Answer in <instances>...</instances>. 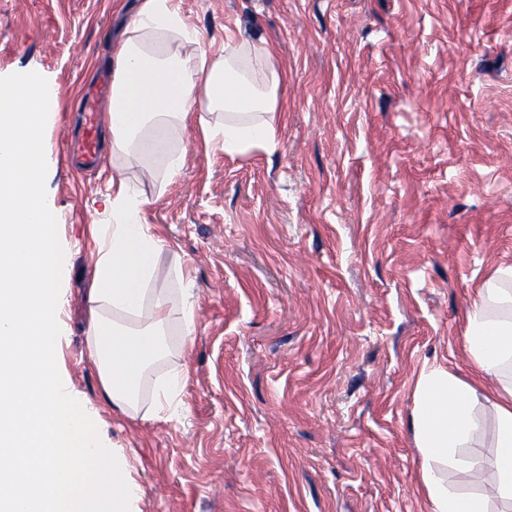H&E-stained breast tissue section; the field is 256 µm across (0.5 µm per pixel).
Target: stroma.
I'll use <instances>...</instances> for the list:
<instances>
[{"label": "stroma", "instance_id": "35a3bbf8", "mask_svg": "<svg viewBox=\"0 0 512 512\" xmlns=\"http://www.w3.org/2000/svg\"><path fill=\"white\" fill-rule=\"evenodd\" d=\"M136 0H0V77L57 92L46 191L64 250L56 359L141 492L130 512H431L412 418L421 373L470 380L481 285L512 266V0H181L200 47H274L278 146L230 156L198 125L126 171L164 247L165 354L137 413L108 402L89 347L94 227L112 158L68 166L78 105ZM193 310L184 336L182 310ZM187 369L174 418L157 385ZM459 448L494 453L493 410Z\"/></svg>", "mask_w": 512, "mask_h": 512}]
</instances>
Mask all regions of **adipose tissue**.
<instances>
[{"mask_svg":"<svg viewBox=\"0 0 512 512\" xmlns=\"http://www.w3.org/2000/svg\"><path fill=\"white\" fill-rule=\"evenodd\" d=\"M198 33L181 15L176 0H139L124 32L112 46V94L107 127L113 155L167 152L169 176H176L183 156L168 153L171 122L198 123L206 145H220L236 155L276 143L278 90L283 75L268 44L226 38L223 54L189 53ZM220 111L223 124L196 121L200 112ZM148 198L138 195L123 172L112 176L113 224L103 229L99 274L91 292L103 309L142 319L139 328H123L102 317L91 325V343L100 365L106 396L116 407L135 408L143 370L163 354L161 330L170 320L163 294H151L158 278L155 260L161 245L142 213ZM473 382L441 368L425 372L418 384L413 427L428 465L422 472L432 512H488L485 499L462 494L434 469L440 461L460 476L476 462L456 450L477 429L470 404L477 386L494 384L496 456L491 492L512 503V382L498 383L512 365V267L498 269L473 298L464 333Z\"/></svg>","mask_w":512,"mask_h":512,"instance_id":"adipose-tissue-1","label":"adipose tissue"}]
</instances>
